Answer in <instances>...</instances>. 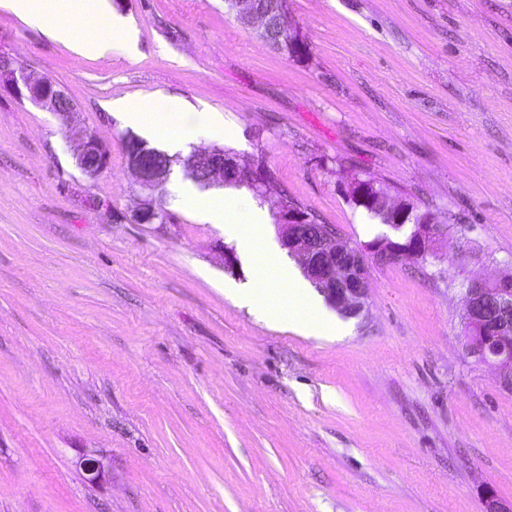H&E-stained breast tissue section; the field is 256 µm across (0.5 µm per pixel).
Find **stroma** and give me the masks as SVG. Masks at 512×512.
Returning a JSON list of instances; mask_svg holds the SVG:
<instances>
[{"label": "stroma", "mask_w": 512, "mask_h": 512, "mask_svg": "<svg viewBox=\"0 0 512 512\" xmlns=\"http://www.w3.org/2000/svg\"><path fill=\"white\" fill-rule=\"evenodd\" d=\"M297 60L224 0H104L80 55L0 8V55L68 120L0 92V512H512V390L463 346L465 286L512 274V0H286ZM185 99L221 146L362 246L390 234L345 188L368 173L447 227L418 263L366 255L363 311L305 335L225 296L254 262L176 202L132 214L134 132L107 106ZM224 119L214 139L204 113ZM111 153L85 177L84 133ZM100 460L89 481L82 461ZM111 32L113 38L119 39L131 52L137 48V31L123 17L112 15Z\"/></svg>", "instance_id": "35a3bbf8"}]
</instances>
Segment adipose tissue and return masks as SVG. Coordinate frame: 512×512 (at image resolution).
Returning <instances> with one entry per match:
<instances>
[{
	"instance_id": "ef3b65f1",
	"label": "adipose tissue",
	"mask_w": 512,
	"mask_h": 512,
	"mask_svg": "<svg viewBox=\"0 0 512 512\" xmlns=\"http://www.w3.org/2000/svg\"><path fill=\"white\" fill-rule=\"evenodd\" d=\"M97 0H45L34 5L32 0H0L30 27L40 29L49 39L72 47L81 54L105 51L106 41L88 36L76 39L74 18L95 9ZM112 112L121 114L125 123L167 145L171 152L183 150L190 133L181 122L182 108L178 101L164 97L145 105L128 99H116ZM184 206L195 209L203 220H220L227 237L241 242L256 261L259 285L253 289L232 288L229 296L248 307H264L269 316L308 331L315 311L303 282L286 279L280 259L270 250L262 235L264 214L261 210L238 200L204 198L190 187L181 196Z\"/></svg>"
}]
</instances>
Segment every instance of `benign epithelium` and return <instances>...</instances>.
Returning a JSON list of instances; mask_svg holds the SVG:
<instances>
[{"label":"benign epithelium","instance_id":"obj_1","mask_svg":"<svg viewBox=\"0 0 512 512\" xmlns=\"http://www.w3.org/2000/svg\"><path fill=\"white\" fill-rule=\"evenodd\" d=\"M236 19L249 26H258L261 37L271 42L273 27L279 35H288V48L303 44L301 35L288 22L286 2H281L279 17L272 19L269 11L257 0H224ZM66 118L74 112V103L52 81L36 77L16 66L8 56L0 57V90ZM156 152L137 139L125 145V162L144 192L133 218L139 224H163L169 218L158 204L155 192L167 182L171 164H154ZM108 149L92 133L85 134L76 156L82 174L92 178L107 168ZM185 175L203 186L226 184L233 180L240 185L261 184L254 175L241 173L237 161L224 156V149L194 150L180 159ZM281 245L299 264L302 274L326 301L345 314H357L364 308L368 281L364 271L363 250L339 243L333 231L316 236L304 232L308 216L290 209L274 211ZM441 225L414 224L408 234L409 247L402 253L414 259L427 258L431 247L440 241ZM466 318L463 327L464 347L476 361L497 369L503 385L512 389V285L501 278L471 280L465 288Z\"/></svg>","mask_w":512,"mask_h":512}]
</instances>
